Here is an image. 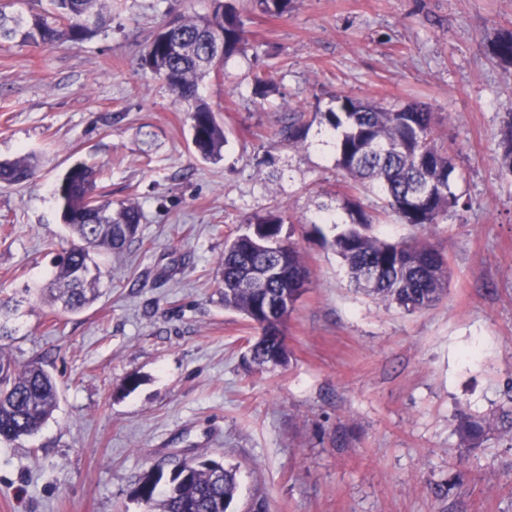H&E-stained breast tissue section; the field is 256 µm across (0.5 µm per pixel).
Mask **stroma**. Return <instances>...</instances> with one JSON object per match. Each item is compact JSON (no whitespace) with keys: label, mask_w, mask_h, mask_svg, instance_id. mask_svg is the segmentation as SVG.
Instances as JSON below:
<instances>
[{"label":"stroma","mask_w":512,"mask_h":512,"mask_svg":"<svg viewBox=\"0 0 512 512\" xmlns=\"http://www.w3.org/2000/svg\"><path fill=\"white\" fill-rule=\"evenodd\" d=\"M208 0H107L108 27L81 46L0 44V161L38 160L0 183L4 346L53 374L59 407L41 430L0 442V512H155L132 492L150 470L200 455L236 466L234 512H512V174L497 159L512 69L490 54L512 30V0H295L273 20L237 0L250 47L200 94L229 133L203 160L167 85L139 65L166 13ZM274 88L252 96V76ZM344 93L386 105L417 99L458 154L468 207L427 236L447 257L446 298L408 313L365 296L330 246L357 195L372 230H415L349 192L322 147L279 135L293 109ZM77 162L100 190L142 213L123 252L96 255L101 297L78 314L43 294L71 247L54 186ZM281 207L311 272L285 327L290 360L246 363L255 329L225 309L219 260L244 221ZM336 215L318 223L323 211ZM467 412L496 423L466 452ZM37 167L32 156H22L13 161H0V182L17 184L31 177Z\"/></svg>","instance_id":"stroma-1"}]
</instances>
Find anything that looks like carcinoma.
<instances>
[{"mask_svg": "<svg viewBox=\"0 0 512 512\" xmlns=\"http://www.w3.org/2000/svg\"><path fill=\"white\" fill-rule=\"evenodd\" d=\"M261 10L280 18L292 0H257ZM110 21L105 0H48V8L27 15L8 13L0 7V43L15 42L35 48L78 46L105 28ZM166 35H157L142 50L141 67L163 80L176 101L190 113L191 137L204 160L221 157L227 134L210 104L199 94V82L224 72L226 60L246 54L245 21L231 0H209L208 11L196 17L175 16L163 23ZM493 54L512 66V32L501 33ZM271 77L263 70L253 75L252 94L264 98ZM333 105L321 113L336 133V166L354 184L379 190L384 211L405 224L425 231L464 206L453 191L456 165L444 144L434 136V113L416 103L386 107L347 94L332 97ZM311 122L306 112L289 114L280 136L291 145L306 142ZM502 167L512 173V113L498 144ZM37 167L32 156L0 161V182L17 184L31 177ZM101 171L85 163L69 167L56 189L64 226L74 239L66 256L59 258L53 274L51 299L62 309L77 312L99 295L98 266L90 252L124 248L133 237L125 228L140 224V208L128 201H112L98 190ZM346 213L351 227L332 241L355 285L366 295L395 304L408 313L432 306L447 292L448 262L445 254L423 235L399 241L370 233L372 217L359 201L349 198ZM284 216L278 209L254 215L246 231L224 244L221 257L222 300L251 322L259 338L248 348L249 365L258 369L283 365L288 347L283 344L286 321L267 315L276 302L288 316L309 281L302 248L293 230L283 233ZM276 261L280 273L256 284L264 266ZM58 405L53 375L39 361L23 366L6 358L0 346V438L16 441L35 434ZM494 422L461 413L457 432L466 450L480 448ZM159 480L147 474L133 495L147 505L159 503L160 512H217L233 505L238 491L237 471L216 468L213 460L196 461L179 470L168 482L162 500H156Z\"/></svg>", "mask_w": 512, "mask_h": 512, "instance_id": "carcinoma-1", "label": "carcinoma"}]
</instances>
